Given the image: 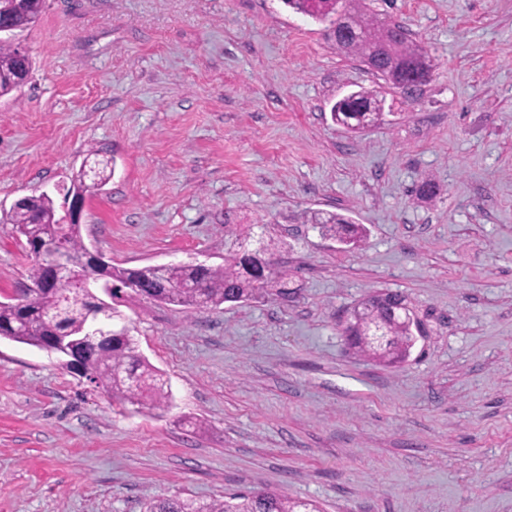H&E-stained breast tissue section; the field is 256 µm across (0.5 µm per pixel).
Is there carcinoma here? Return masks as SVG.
I'll return each mask as SVG.
<instances>
[{
  "mask_svg": "<svg viewBox=\"0 0 512 512\" xmlns=\"http://www.w3.org/2000/svg\"><path fill=\"white\" fill-rule=\"evenodd\" d=\"M359 0H284L297 13L318 21L335 22L336 13L344 9L351 13L352 24L367 34L365 39L343 42L339 50L358 57L368 67H384L385 74L393 83L413 70L427 76L432 74L433 64L423 47L411 38L399 24H384L365 19L358 9ZM46 0H27L21 12L9 15L13 29L18 30L35 21L44 11ZM31 66L30 59L7 40H0V96L15 88L14 76L24 67ZM383 99L380 92L360 88L354 97L340 108H331L332 120L351 132H361L383 122ZM92 172L80 169L73 179L72 190H81L88 176H93L104 186L112 175L113 160L89 153ZM303 223L311 224L346 245H356L366 235L361 224L337 212L311 211L301 215ZM60 220L54 200L41 196L30 207L15 209L10 214L26 244L53 235ZM67 245L74 258L84 257L85 244L80 225L71 226ZM108 281L125 284L131 278L140 283L138 296L166 304L201 308H217L231 298L250 301L260 296L286 295L287 271L272 261H267L264 273L255 274L249 269L243 246L230 248L224 256V264L198 266L178 263L162 266L147 265L136 270L116 269L112 266L100 270ZM60 295L48 288L37 296L29 307H21L12 301H0V334L18 325L27 326L24 336H12L10 340L37 347L41 350L58 336L84 335L86 319L80 308L74 306L60 313ZM408 306L400 293L374 294L355 307L343 328L346 345L357 349L373 360L385 364L404 362L415 345L414 319L398 313V308ZM84 376L96 383L121 404L137 409L164 412L170 407V394L162 374L139 351L134 337L127 335L105 340L96 346L79 349ZM144 512H321L310 501L292 500L279 492L262 491L235 494L224 500L209 502L195 499L158 498L146 504Z\"/></svg>",
  "mask_w": 512,
  "mask_h": 512,
  "instance_id": "1",
  "label": "carcinoma"
}]
</instances>
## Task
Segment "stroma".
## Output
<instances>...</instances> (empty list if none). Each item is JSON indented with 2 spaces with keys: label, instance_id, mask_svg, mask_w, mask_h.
Returning <instances> with one entry per match:
<instances>
[{
  "label": "stroma",
  "instance_id": "35a3bbf8",
  "mask_svg": "<svg viewBox=\"0 0 512 512\" xmlns=\"http://www.w3.org/2000/svg\"><path fill=\"white\" fill-rule=\"evenodd\" d=\"M428 53L416 93L352 133L330 110L379 87L329 23L283 0H47L14 31L28 81L0 97V301L31 263L15 200L58 197L89 150L86 246L109 265H219L277 242L288 299L119 310L171 394L120 407L0 339V512H143L258 490L325 512H512V0H365ZM431 179L436 199L418 201ZM364 225L338 243L302 211ZM375 291L424 334L389 367L341 328Z\"/></svg>",
  "mask_w": 512,
  "mask_h": 512
}]
</instances>
